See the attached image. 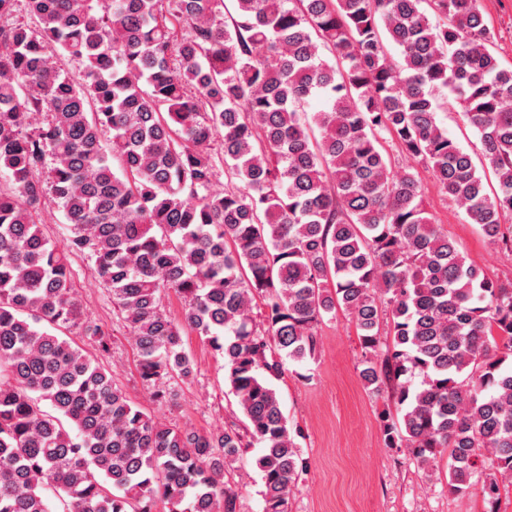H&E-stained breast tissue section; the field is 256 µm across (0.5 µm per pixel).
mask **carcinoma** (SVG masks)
Masks as SVG:
<instances>
[{
  "label": "carcinoma",
  "instance_id": "carcinoma-1",
  "mask_svg": "<svg viewBox=\"0 0 512 512\" xmlns=\"http://www.w3.org/2000/svg\"><path fill=\"white\" fill-rule=\"evenodd\" d=\"M17 2L0 0V512H52V496L61 512H237L229 476L255 445L263 512H289L307 462L273 380L316 359L338 310L362 331L365 388L401 412L386 446L453 494L485 475L495 505L512 485V281L459 252L382 145L512 253V69L478 0H24L27 22ZM444 90L491 194L438 122ZM49 198L61 243L41 229ZM75 253L154 401L194 376L191 331L223 357L242 426L166 424L59 335L109 349Z\"/></svg>",
  "mask_w": 512,
  "mask_h": 512
}]
</instances>
